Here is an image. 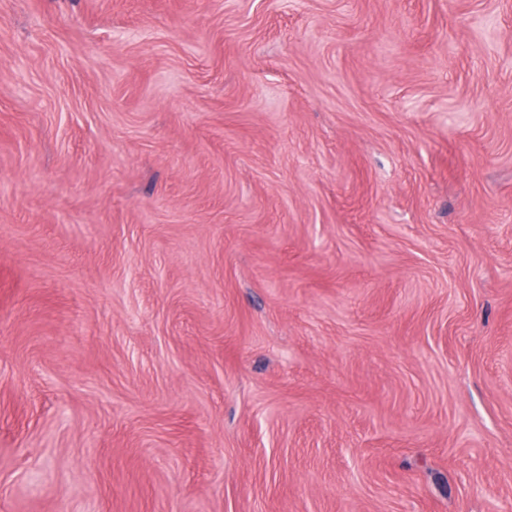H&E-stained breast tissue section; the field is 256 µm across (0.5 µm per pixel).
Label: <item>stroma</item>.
Listing matches in <instances>:
<instances>
[{
  "label": "stroma",
  "instance_id": "1",
  "mask_svg": "<svg viewBox=\"0 0 512 512\" xmlns=\"http://www.w3.org/2000/svg\"><path fill=\"white\" fill-rule=\"evenodd\" d=\"M0 512H512V0H0Z\"/></svg>",
  "mask_w": 512,
  "mask_h": 512
}]
</instances>
